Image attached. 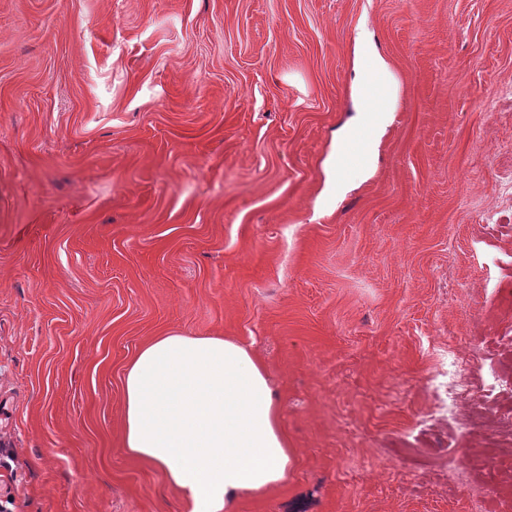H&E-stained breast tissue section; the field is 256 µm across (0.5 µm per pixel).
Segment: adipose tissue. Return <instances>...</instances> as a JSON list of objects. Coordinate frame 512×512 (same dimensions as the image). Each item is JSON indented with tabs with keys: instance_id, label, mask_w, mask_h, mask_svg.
Returning a JSON list of instances; mask_svg holds the SVG:
<instances>
[{
	"instance_id": "obj_1",
	"label": "adipose tissue",
	"mask_w": 512,
	"mask_h": 512,
	"mask_svg": "<svg viewBox=\"0 0 512 512\" xmlns=\"http://www.w3.org/2000/svg\"><path fill=\"white\" fill-rule=\"evenodd\" d=\"M352 88V128L370 127L369 159L398 85L373 51L356 65ZM123 429L126 454L162 468L188 512H230L241 494L284 484L296 460L263 362L216 336L172 332L146 343L126 370Z\"/></svg>"
}]
</instances>
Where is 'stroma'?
Segmentation results:
<instances>
[{
    "label": "stroma",
    "mask_w": 512,
    "mask_h": 512,
    "mask_svg": "<svg viewBox=\"0 0 512 512\" xmlns=\"http://www.w3.org/2000/svg\"><path fill=\"white\" fill-rule=\"evenodd\" d=\"M399 85L336 194L355 37ZM512 0H0V512H186L122 445L152 337L266 365L296 450L231 512H512ZM493 419L427 427L442 350Z\"/></svg>",
    "instance_id": "35a3bbf8"
}]
</instances>
